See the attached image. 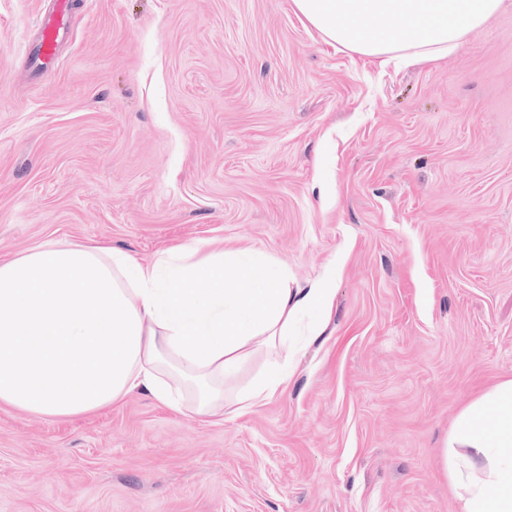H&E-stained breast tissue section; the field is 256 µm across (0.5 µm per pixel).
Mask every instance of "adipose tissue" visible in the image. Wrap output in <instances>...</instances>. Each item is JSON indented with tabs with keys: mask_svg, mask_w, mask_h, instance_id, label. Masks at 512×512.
I'll return each instance as SVG.
<instances>
[{
	"mask_svg": "<svg viewBox=\"0 0 512 512\" xmlns=\"http://www.w3.org/2000/svg\"><path fill=\"white\" fill-rule=\"evenodd\" d=\"M503 0H293L329 39L404 62L456 48ZM176 247L140 263L109 246L51 241L0 262V405L53 418L97 412L141 390L173 409L166 367L185 368L195 412L212 416L260 345L284 351L326 332L335 270L307 288L264 258ZM271 359L234 397L244 412L291 376ZM493 411V423L484 420ZM459 512H512V379L461 412L440 450Z\"/></svg>",
	"mask_w": 512,
	"mask_h": 512,
	"instance_id": "ef3b65f1",
	"label": "adipose tissue"
}]
</instances>
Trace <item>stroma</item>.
Listing matches in <instances>:
<instances>
[{
	"label": "stroma",
	"mask_w": 512,
	"mask_h": 512,
	"mask_svg": "<svg viewBox=\"0 0 512 512\" xmlns=\"http://www.w3.org/2000/svg\"><path fill=\"white\" fill-rule=\"evenodd\" d=\"M57 2L0 0V260L197 245L335 299L242 414L1 405L0 512H458L442 442L512 378V0L409 64L293 0H68L39 70Z\"/></svg>",
	"instance_id": "stroma-1"
}]
</instances>
